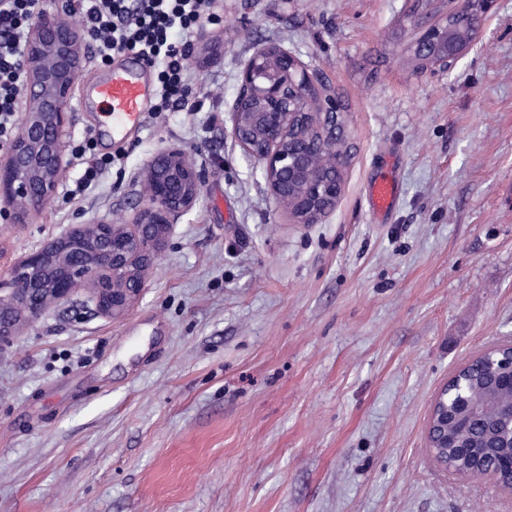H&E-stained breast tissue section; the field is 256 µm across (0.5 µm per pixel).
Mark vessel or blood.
<instances>
[{
    "instance_id": "obj_1",
    "label": "vessel or blood",
    "mask_w": 512,
    "mask_h": 512,
    "mask_svg": "<svg viewBox=\"0 0 512 512\" xmlns=\"http://www.w3.org/2000/svg\"><path fill=\"white\" fill-rule=\"evenodd\" d=\"M149 65L141 59L112 67L102 78L84 86L78 96L80 108L90 106L100 110L103 118L112 122V135L125 137L138 130L155 93L149 78ZM399 193L393 165H383L369 182L367 199L371 211L387 215L394 207Z\"/></svg>"
}]
</instances>
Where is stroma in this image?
Segmentation results:
<instances>
[{"label":"stroma","mask_w":512,"mask_h":512,"mask_svg":"<svg viewBox=\"0 0 512 512\" xmlns=\"http://www.w3.org/2000/svg\"><path fill=\"white\" fill-rule=\"evenodd\" d=\"M462 0H217L189 34L192 92L147 113L115 161L14 223L0 279L73 227L126 221L159 151L204 174L124 315L82 295L0 346V512H512L448 474L427 423L439 389L512 337V0L448 69L415 50ZM294 53L336 96L349 158L335 208L300 224L231 136L242 64ZM393 163L400 196L366 188ZM399 193L393 165L384 164L367 188V199L371 211L377 216L387 215L394 207Z\"/></svg>","instance_id":"35a3bbf8"}]
</instances>
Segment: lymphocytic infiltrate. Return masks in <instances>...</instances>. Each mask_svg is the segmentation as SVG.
Listing matches in <instances>:
<instances>
[{
	"label": "lymphocytic infiltrate",
	"mask_w": 512,
	"mask_h": 512,
	"mask_svg": "<svg viewBox=\"0 0 512 512\" xmlns=\"http://www.w3.org/2000/svg\"><path fill=\"white\" fill-rule=\"evenodd\" d=\"M39 0H0V145L10 141L25 86V47ZM213 0H81L85 38L101 60L134 52L157 68L165 112L191 92L186 35L216 16Z\"/></svg>",
	"instance_id": "1"
}]
</instances>
